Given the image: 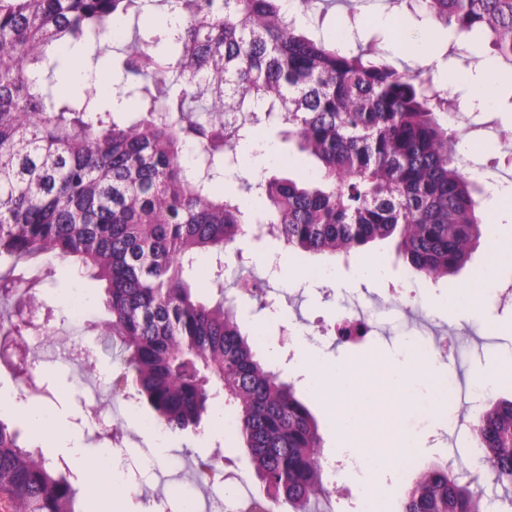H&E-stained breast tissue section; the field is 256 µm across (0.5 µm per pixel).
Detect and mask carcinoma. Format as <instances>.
Listing matches in <instances>:
<instances>
[{"label": "carcinoma", "mask_w": 512, "mask_h": 512, "mask_svg": "<svg viewBox=\"0 0 512 512\" xmlns=\"http://www.w3.org/2000/svg\"><path fill=\"white\" fill-rule=\"evenodd\" d=\"M0 0V332L26 336L25 296L54 275L27 261L52 254L105 283L101 325L128 371L139 406L168 429L197 431L215 399L234 405L262 492L246 512H317L328 498L323 438L293 383L266 364L238 323L224 287V248L251 225L306 258L349 259L388 242L413 276L437 281L470 262L481 233L478 182L455 158L448 92L399 70L375 46L313 39L302 18L320 0ZM177 26L134 27L122 77L97 70L65 92L59 53L92 46L146 6ZM411 12L457 34L485 36L512 74V0H413ZM240 112L281 127L316 162L313 179L265 176L239 192L216 189L251 140ZM198 151L183 160L187 145ZM212 260L217 298L192 291ZM30 362L15 366L29 398L46 390ZM477 459L512 507V398L494 396L473 419ZM69 467L22 440L0 417V500L14 512H86ZM483 494L419 471L399 512H485Z\"/></svg>", "instance_id": "carcinoma-1"}]
</instances>
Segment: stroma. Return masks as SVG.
<instances>
[{
	"label": "stroma",
	"mask_w": 512,
	"mask_h": 512,
	"mask_svg": "<svg viewBox=\"0 0 512 512\" xmlns=\"http://www.w3.org/2000/svg\"><path fill=\"white\" fill-rule=\"evenodd\" d=\"M311 26L327 37L355 35L361 42H376L390 59L410 69L415 66L414 55L427 52L429 62L422 69L423 75L433 76L443 85L453 84L462 100L477 101L479 110L495 118L499 131L512 138V83L497 80L492 93H485L482 72L467 69L458 57L449 55L447 35L431 20L390 11L385 0H334L327 6L325 18H312ZM256 138L267 143V150L257 155L244 152L237 173L225 180V187L257 181L268 170L292 178L309 176V169L296 160L280 163L282 144L274 131L259 130ZM481 217L482 237L471 263L459 276L441 280L439 287H428L426 279L410 277L392 250L381 243L356 254L347 266L290 253L282 257L283 269L269 283L268 298L274 301V310L253 306L241 313L239 320L247 328L262 324L263 333L256 338L254 348L291 382L296 379L292 362L298 359L301 346L316 351L329 368L373 353L400 359L412 349H436L438 366L455 379L458 390L448 402L447 419L429 426L415 423L421 440L417 462L438 461L461 481L477 480L489 512H498L499 490L486 480L472 456L470 435L449 428L447 423L448 418L471 419L485 410L478 382L502 353H512V312L500 310L495 301L497 288L512 280V260L498 258L499 249L512 242V205L482 208ZM276 249V242L268 237L238 240L226 250L225 283H232L237 275L262 274L266 256ZM487 269L493 276L483 285V302L479 309H468L464 304L466 291L458 283L475 280L478 272ZM397 283L408 294L399 302L389 292ZM101 293L95 281L73 277L60 267L53 281L37 294L36 306L54 311L50 325L56 334L52 345L36 349V362L60 383L62 392L52 409L81 449L72 452L53 436L32 428L26 429L25 437L45 456L64 459L81 484L87 481L86 465L103 456L112 443L121 445L128 476L135 484L133 493L113 492L108 502L87 497V512H109L114 503L121 512H180L189 496L198 506H205L224 487L198 476L196 462L211 456L216 467L225 466L224 454L238 446L234 408L220 405L218 412L224 416V424H210L200 435L189 430L162 432L149 425L150 414L145 409L124 410L108 389L113 374L124 367L118 349L113 348L109 337L83 332L72 308L59 301L63 295H82L86 300L84 315L99 321L105 316L99 302ZM356 307L370 313L375 336L359 346L336 343L328 332L330 325L342 312ZM79 336L90 355L79 362H67L64 350ZM324 481L334 491L331 512H350L349 495L370 482L385 495L389 506H396L409 484L408 478H395L387 465L370 474L328 472Z\"/></svg>",
	"instance_id": "stroma-1"
}]
</instances>
